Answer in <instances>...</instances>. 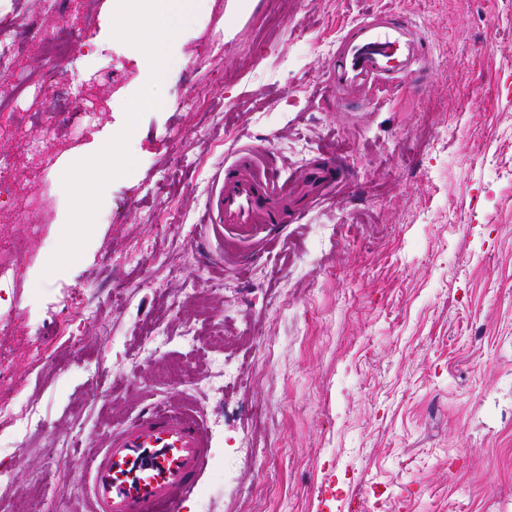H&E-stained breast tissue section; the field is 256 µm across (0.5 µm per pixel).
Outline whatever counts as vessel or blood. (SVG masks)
I'll return each instance as SVG.
<instances>
[{
  "label": "vessel or blood",
  "mask_w": 512,
  "mask_h": 512,
  "mask_svg": "<svg viewBox=\"0 0 512 512\" xmlns=\"http://www.w3.org/2000/svg\"><path fill=\"white\" fill-rule=\"evenodd\" d=\"M432 55L413 18L382 9L358 17L339 35L327 71L331 90L347 92L367 105L382 94L412 88ZM214 209L206 210L200 238L223 236L225 226H262L278 233L300 220L289 196L307 192L319 200L326 189L345 182L339 160L327 156L302 170L293 184L281 183L263 150L247 148L225 163ZM210 436L204 420L160 403L113 430L102 451L87 456L88 479L80 512H179L201 488L209 460Z\"/></svg>",
  "instance_id": "obj_1"
}]
</instances>
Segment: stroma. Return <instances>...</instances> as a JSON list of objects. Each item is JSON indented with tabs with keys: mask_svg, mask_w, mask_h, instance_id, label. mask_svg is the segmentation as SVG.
<instances>
[{
	"mask_svg": "<svg viewBox=\"0 0 512 512\" xmlns=\"http://www.w3.org/2000/svg\"><path fill=\"white\" fill-rule=\"evenodd\" d=\"M115 3L0 0L21 46L0 86L51 67L65 84L20 97L0 136L20 173L46 171L0 200V234L28 246L0 291V512L61 492L80 506L84 456L153 402L211 435L181 512H512V0H202L172 43L164 107L131 136L136 168L107 186L81 258L46 278L62 173L122 129L149 77L111 36ZM384 8L419 25L432 74L337 107L336 38ZM51 37L83 48L52 64ZM104 62L119 82L94 80ZM80 85L91 129L43 133ZM33 138L41 155L22 150ZM245 145L284 177L336 155L352 181L298 200L276 244L198 240L214 175Z\"/></svg>",
	"mask_w": 512,
	"mask_h": 512,
	"instance_id": "35a3bbf8",
	"label": "stroma"
}]
</instances>
